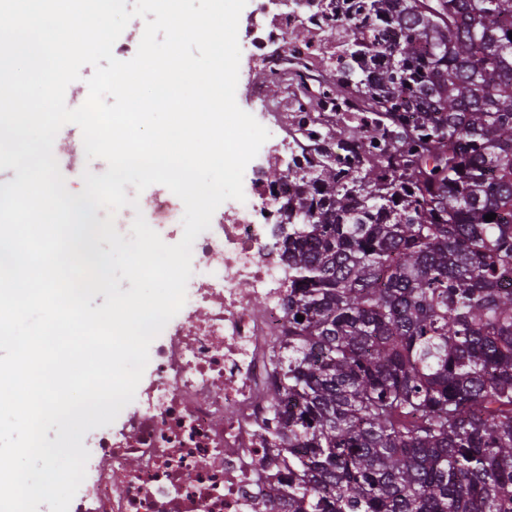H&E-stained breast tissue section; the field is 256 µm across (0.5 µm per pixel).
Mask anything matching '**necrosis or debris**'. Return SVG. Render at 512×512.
<instances>
[{
	"label": "necrosis or debris",
	"instance_id": "necrosis-or-debris-1",
	"mask_svg": "<svg viewBox=\"0 0 512 512\" xmlns=\"http://www.w3.org/2000/svg\"><path fill=\"white\" fill-rule=\"evenodd\" d=\"M321 19L307 0H290L250 41L267 74L295 68L289 19ZM279 52H270L271 44ZM254 200L212 220L192 247L194 292L184 321L167 324L152 348L153 378L119 431L86 434L87 487L69 512H266L276 475L263 428L275 340L287 321L284 270L268 242L285 212L287 186L252 172ZM146 210L152 223L182 231L184 206L167 188L114 217L117 232Z\"/></svg>",
	"mask_w": 512,
	"mask_h": 512
}]
</instances>
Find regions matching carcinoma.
Wrapping results in <instances>:
<instances>
[{
  "label": "carcinoma",
  "instance_id": "1",
  "mask_svg": "<svg viewBox=\"0 0 512 512\" xmlns=\"http://www.w3.org/2000/svg\"><path fill=\"white\" fill-rule=\"evenodd\" d=\"M343 2L293 36L336 37L318 88L276 78L320 137L344 111L342 157L268 175L294 222L267 510L512 512V0Z\"/></svg>",
  "mask_w": 512,
  "mask_h": 512
}]
</instances>
